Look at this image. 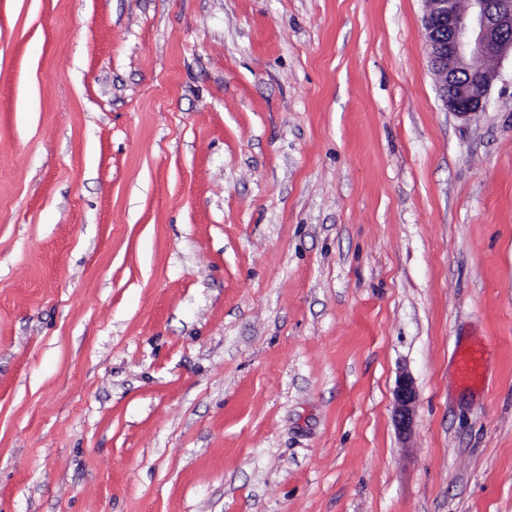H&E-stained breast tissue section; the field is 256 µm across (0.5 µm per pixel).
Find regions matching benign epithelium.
I'll return each instance as SVG.
<instances>
[{
  "label": "benign epithelium",
  "mask_w": 512,
  "mask_h": 512,
  "mask_svg": "<svg viewBox=\"0 0 512 512\" xmlns=\"http://www.w3.org/2000/svg\"><path fill=\"white\" fill-rule=\"evenodd\" d=\"M423 29L443 105L460 116L486 109L498 73L485 62L512 53V0H424ZM417 392L409 377L395 390L393 419L412 431Z\"/></svg>",
  "instance_id": "7a95c632"
}]
</instances>
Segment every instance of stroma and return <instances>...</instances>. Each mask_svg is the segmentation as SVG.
I'll return each mask as SVG.
<instances>
[{"instance_id": "stroma-1", "label": "stroma", "mask_w": 512, "mask_h": 512, "mask_svg": "<svg viewBox=\"0 0 512 512\" xmlns=\"http://www.w3.org/2000/svg\"><path fill=\"white\" fill-rule=\"evenodd\" d=\"M423 13L0 0V512H512V56ZM423 29L443 105L484 112L498 73L484 65L512 55V0H424ZM474 72L465 80L461 74ZM417 392L410 377H402L395 390L393 419L399 434L408 435L412 431Z\"/></svg>"}]
</instances>
